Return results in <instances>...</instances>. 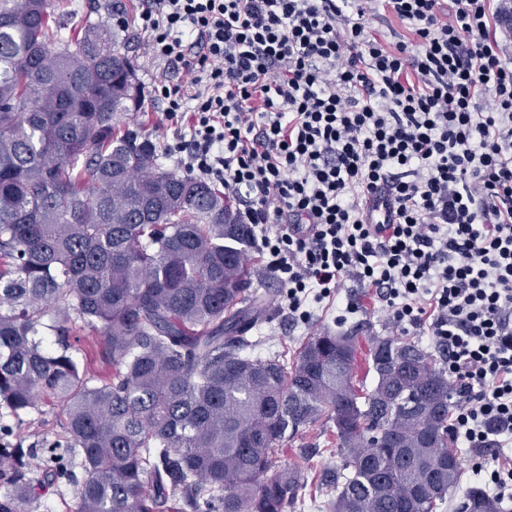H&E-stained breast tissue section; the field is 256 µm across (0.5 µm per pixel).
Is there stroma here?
I'll use <instances>...</instances> for the list:
<instances>
[{
  "instance_id": "1",
  "label": "stroma",
  "mask_w": 512,
  "mask_h": 512,
  "mask_svg": "<svg viewBox=\"0 0 512 512\" xmlns=\"http://www.w3.org/2000/svg\"><path fill=\"white\" fill-rule=\"evenodd\" d=\"M70 12L65 24L73 29L83 28L86 22H112L113 4H120L126 21H133L141 0H65ZM260 291L266 292L271 301L274 315L270 323L264 324L260 334V344L253 348L256 357L281 354L284 359H293L302 341L309 335L325 328L355 329L359 335L360 350H367L372 337H407L427 351H434L435 338L429 327H421L409 332L391 324L381 302L369 289L363 288L356 277H348L338 290L337 297L311 302V320L301 321L289 317L280 306L283 288L267 270V257L254 253ZM63 418L59 413H33L14 417L7 410L0 409V438L11 436L21 441L24 447H48L63 434ZM495 449L488 448L475 454L469 449H458L457 455L462 464V478L457 489L449 496L440 512H457L466 490L481 486L482 481L475 476L476 467L493 468ZM281 465L300 464L305 478V486L299 495L294 512H327V504L335 495L327 488L322 476L326 470L342 468L344 457L336 447V429L333 424L316 423L306 432L285 445L279 455Z\"/></svg>"
}]
</instances>
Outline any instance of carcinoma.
<instances>
[{"label": "carcinoma", "mask_w": 512, "mask_h": 512, "mask_svg": "<svg viewBox=\"0 0 512 512\" xmlns=\"http://www.w3.org/2000/svg\"><path fill=\"white\" fill-rule=\"evenodd\" d=\"M130 40L103 22L66 37L47 0H0V408L66 418L39 471V449L0 443V512L61 483L75 512H288L303 472L278 455L321 420L344 456L329 512H437L461 477L445 371L377 336L360 389L348 330L306 337L290 365L244 355L269 316L255 227L159 162L133 116ZM79 333L104 343L109 374L80 368ZM459 512L503 509L472 487Z\"/></svg>", "instance_id": "obj_1"}]
</instances>
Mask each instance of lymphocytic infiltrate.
Here are the masks:
<instances>
[{"label": "lymphocytic infiltrate", "mask_w": 512, "mask_h": 512, "mask_svg": "<svg viewBox=\"0 0 512 512\" xmlns=\"http://www.w3.org/2000/svg\"><path fill=\"white\" fill-rule=\"evenodd\" d=\"M136 31L182 74L165 154L276 225L289 315L356 276L443 344L455 442L511 443L512 0H142Z\"/></svg>", "instance_id": "1"}]
</instances>
